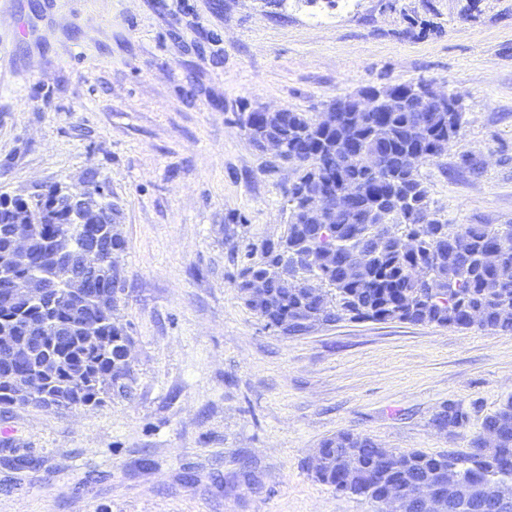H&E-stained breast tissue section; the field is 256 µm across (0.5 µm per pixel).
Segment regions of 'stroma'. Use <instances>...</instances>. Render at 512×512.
I'll return each mask as SVG.
<instances>
[{"label": "stroma", "instance_id": "obj_1", "mask_svg": "<svg viewBox=\"0 0 512 512\" xmlns=\"http://www.w3.org/2000/svg\"><path fill=\"white\" fill-rule=\"evenodd\" d=\"M421 81L464 107L419 169L431 210L512 224V0H0V192L92 179L118 204L135 376L95 408L0 406V512H377L308 470L323 439L468 452L512 396V332L346 320L287 339L234 286L296 177L240 113ZM448 402L467 428L433 426Z\"/></svg>", "mask_w": 512, "mask_h": 512}]
</instances>
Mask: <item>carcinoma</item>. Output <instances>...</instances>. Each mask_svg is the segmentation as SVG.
I'll return each instance as SVG.
<instances>
[{
    "label": "carcinoma",
    "instance_id": "cac0c4a2",
    "mask_svg": "<svg viewBox=\"0 0 512 512\" xmlns=\"http://www.w3.org/2000/svg\"><path fill=\"white\" fill-rule=\"evenodd\" d=\"M460 112H389L384 122L367 121L352 112L338 113L331 128L317 126L309 112L282 114L279 132L294 152L290 163L297 177L288 188V201L312 184L318 174L332 185L336 195L352 187L351 203L330 224H318L301 213L288 219L276 240L247 247L246 263L234 286L246 307L282 336H296L316 326L343 320L400 321L477 327L486 331L512 332V230L503 233L492 224H464L454 228L430 212L427 192L419 174L404 160L418 151L424 162L440 158L462 127ZM358 144L381 154V167L365 169L346 146ZM16 198L0 193V268L22 277L38 272L51 262L53 242L48 227L65 224L61 212L45 224H20ZM22 230L32 240L34 267L13 262L10 243ZM112 249L122 251L126 240L117 224H103ZM413 235L418 246L406 251L402 240ZM309 247L316 266L288 264V272L300 283L287 288L268 275V268ZM495 250L492 264L483 262ZM365 254L360 264L351 263L353 251ZM101 288L108 300H116L120 274L112 264L96 261ZM262 280L265 297L250 298L253 281ZM0 281V404L35 408L73 409L95 407L104 397L128 398L135 379L125 361L131 344L123 328L112 320V307L99 309L81 297L61 298L49 290L46 298L29 306L9 302ZM477 312L481 319L471 320ZM69 330L66 343L56 344L52 334L30 332V323ZM512 420V397L486 416L481 429L501 427ZM480 432L469 440L465 454L429 455L422 451L398 452V466H382L377 443L363 435L339 432L320 442L319 465L307 461L315 477L336 490L375 500L395 485L410 491L418 481L455 468L463 478L488 481L493 495L512 496V429L506 428L495 448L479 447Z\"/></svg>",
    "mask_w": 512,
    "mask_h": 512
}]
</instances>
